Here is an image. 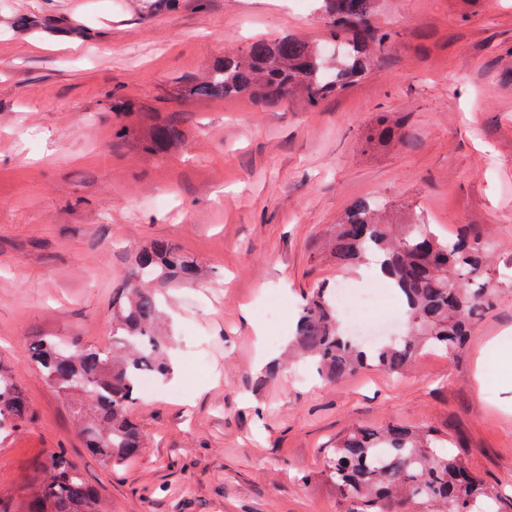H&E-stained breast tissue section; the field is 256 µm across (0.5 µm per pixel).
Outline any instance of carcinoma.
Returning a JSON list of instances; mask_svg holds the SVG:
<instances>
[{
  "label": "carcinoma",
  "mask_w": 512,
  "mask_h": 512,
  "mask_svg": "<svg viewBox=\"0 0 512 512\" xmlns=\"http://www.w3.org/2000/svg\"><path fill=\"white\" fill-rule=\"evenodd\" d=\"M328 33L321 38L283 35L228 50L183 94L243 99L264 106L275 99L301 101L315 110L326 99L357 84L387 41L378 23V0H318ZM402 128L380 120L374 139L397 142ZM184 139L178 121L155 124L144 148L161 159ZM491 243L459 234L443 238L430 225L391 219L371 197L354 200L325 242L336 266L370 261L405 303L406 332L387 343L364 346L341 326L334 287L323 284L298 312L294 340L317 373L339 381L362 367L398 373L422 352L457 356L490 301L484 280ZM147 275L174 273L190 279L196 265L164 242L136 259ZM156 295L130 288L112 301L120 335L108 351L65 345L54 336L31 343L30 354L43 380L70 405L79 434L109 464L136 455L144 438L130 417L144 372L170 374L168 337L158 331ZM34 419L25 394L0 363V433ZM456 440L431 428L390 425L355 427L336 439L322 475L343 512H509L512 501L474 475L466 459L452 452ZM29 492L18 508L0 501V512H104L80 468L62 450H51L27 478Z\"/></svg>",
  "instance_id": "obj_1"
}]
</instances>
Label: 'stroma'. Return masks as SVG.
<instances>
[{
	"label": "stroma",
	"instance_id": "35a3bbf8",
	"mask_svg": "<svg viewBox=\"0 0 512 512\" xmlns=\"http://www.w3.org/2000/svg\"><path fill=\"white\" fill-rule=\"evenodd\" d=\"M391 40L370 75L314 111L282 100H185L225 50L285 32L322 37L295 0H206L171 13L144 0H0V363L35 420L0 435V501L61 448L107 512H342L321 471L354 427L429 426L463 443L471 469L512 499V386L484 361L512 346V0H383ZM129 100L187 134L167 160L112 136ZM403 138L368 144L381 114ZM414 213L441 236L489 239L490 309L455 358L402 374L364 368L329 383L272 342L269 297L295 321L325 282L362 287L320 242L355 199ZM163 241L198 274L150 283L174 372L131 416L145 438L122 467L85 448L41 378L40 336L112 341V300L135 258Z\"/></svg>",
	"mask_w": 512,
	"mask_h": 512
}]
</instances>
